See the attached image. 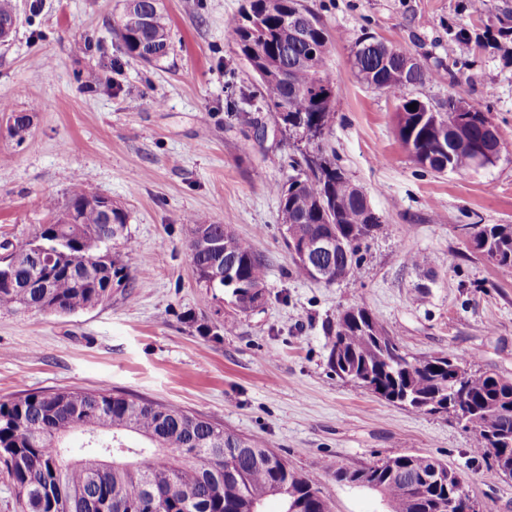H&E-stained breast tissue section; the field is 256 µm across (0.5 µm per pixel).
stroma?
Instances as JSON below:
<instances>
[{"label": "stroma", "mask_w": 512, "mask_h": 512, "mask_svg": "<svg viewBox=\"0 0 512 512\" xmlns=\"http://www.w3.org/2000/svg\"><path fill=\"white\" fill-rule=\"evenodd\" d=\"M244 2L164 0L171 49L147 65L114 32L122 0H13L19 23L0 44V100L30 127L12 138L0 113V242L50 223L45 199L64 204L82 182L128 212L134 248L122 259L133 288L68 316L0 311V398L106 388L176 404L317 475L331 512H387L379 494L335 471L400 454L448 464L482 512H512V481L472 453L468 432L336 377L326 334L359 302L409 356L449 352L512 379V279L466 248L468 225L512 224V151L476 171L417 165L396 136V100L352 67L356 42L372 33L436 71L412 97L443 110L461 98L512 130V55L486 46L449 58V31L480 33L488 22L469 0H309L333 36L327 143L384 224L358 275L327 286L297 277L284 244L273 188L296 150L226 27ZM83 37L92 48L75 50ZM256 119L268 138H255ZM191 214L264 256L262 309L236 313L224 290L197 283ZM413 254L424 264L409 263Z\"/></svg>", "instance_id": "obj_1"}]
</instances>
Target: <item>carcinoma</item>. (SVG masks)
I'll use <instances>...</instances> for the list:
<instances>
[{"instance_id":"carcinoma-1","label":"carcinoma","mask_w":512,"mask_h":512,"mask_svg":"<svg viewBox=\"0 0 512 512\" xmlns=\"http://www.w3.org/2000/svg\"><path fill=\"white\" fill-rule=\"evenodd\" d=\"M495 48L508 51L512 42V9H499ZM123 29L118 37L126 53L145 63L165 57L170 48L168 18L162 0H125ZM311 22L305 37L292 32L298 20ZM238 53L251 70L264 74L265 92L284 129L311 145L294 161L295 174L273 187L288 242H302L333 230L349 250L334 253L333 275L353 276L360 270L362 247L382 228L369 223L372 210L366 194L336 167L324 143L333 119V98L315 89H333L326 66L332 36L305 0H246L227 21ZM353 66L370 86L382 88L400 102L396 133L403 148L413 145L428 162L416 163L434 172L477 170L481 155L493 164L512 146L505 130L489 113L470 106V123L442 130L407 95L411 87L433 80L435 71L401 48L364 35L353 53ZM89 193L80 183L68 190L65 210L75 212L73 224H40L17 245L5 240L0 249V310L70 315L112 299V288L132 287L126 264L112 254L120 243L132 248L125 235L127 211L116 206L112 218L83 206ZM186 222L217 243L212 250L190 252L197 282L209 287L206 270L234 260L237 267L217 283L230 291L240 313L248 312L254 296L249 287L265 284L266 262L252 245L224 235V225L205 216ZM471 253L490 262L502 275H512V224L471 225ZM105 262L86 265L94 256ZM328 367L388 403L430 415L452 418L471 436L474 453L498 468L512 461V380L474 368L450 353L422 358L409 356L385 326L364 305L356 303L328 324ZM462 372H457L458 368ZM466 403L458 417L456 406ZM69 432L84 435L85 463L74 464L60 442ZM136 434L146 445L132 447L126 436ZM122 451L127 463L100 470L91 458ZM0 463L11 479L24 512H264L266 500L280 502V512H330L316 479L289 466L269 448L224 431L216 420L193 415L170 403L127 393L57 390L28 391L0 399ZM448 465L431 457L401 454L359 468H339L336 480L378 491L388 512H440L448 499V483L425 482L434 468Z\"/></svg>"}]
</instances>
